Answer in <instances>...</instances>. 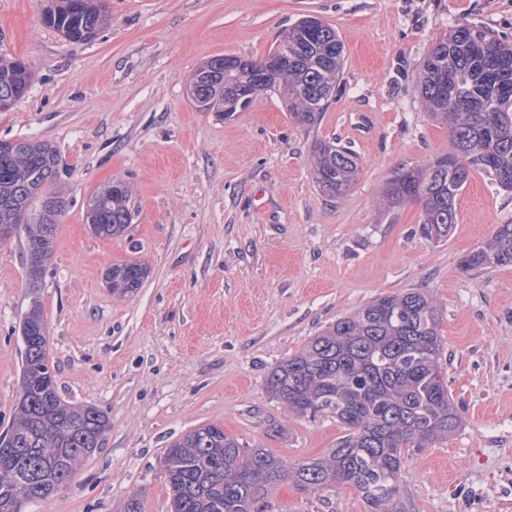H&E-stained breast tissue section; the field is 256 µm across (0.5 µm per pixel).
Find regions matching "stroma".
Returning a JSON list of instances; mask_svg holds the SVG:
<instances>
[{
	"mask_svg": "<svg viewBox=\"0 0 512 512\" xmlns=\"http://www.w3.org/2000/svg\"><path fill=\"white\" fill-rule=\"evenodd\" d=\"M87 42L43 22L47 0H0V54L23 60L28 93L0 112V140L59 151L67 209L39 283L26 236L0 240V433L11 425L25 347L21 322L39 305L61 396L107 413L111 426L73 481L23 512H169L162 468L186 432L217 424L241 443L308 461L336 447L335 419L289 416L268 374L336 318L374 298L427 290L440 312L448 390L461 426L410 451L404 512H512V268L465 273L460 259L512 221V192L473 174L447 239L418 232L420 209L383 210L393 172L447 153L425 111L417 64L451 22L512 43V0H106ZM334 28L345 64L316 128L280 96L231 118L187 96L209 58L265 55L303 16ZM321 141L354 150L362 170L344 198L312 175ZM138 214L119 238L91 234L88 202L113 180ZM136 261L143 285L113 295L104 274ZM259 512H366L347 486L277 485Z\"/></svg>",
	"mask_w": 512,
	"mask_h": 512,
	"instance_id": "1",
	"label": "stroma"
}]
</instances>
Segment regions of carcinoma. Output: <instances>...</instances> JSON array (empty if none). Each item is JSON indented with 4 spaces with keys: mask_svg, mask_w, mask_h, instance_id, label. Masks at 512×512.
<instances>
[{
    "mask_svg": "<svg viewBox=\"0 0 512 512\" xmlns=\"http://www.w3.org/2000/svg\"><path fill=\"white\" fill-rule=\"evenodd\" d=\"M104 0H51L44 22L69 41L92 39L104 20ZM284 59L274 72L267 57L215 56L195 71L188 95L201 112L228 118L224 107L243 96H281L289 115L305 128L317 126L336 97L344 45L331 26L313 16L283 30L269 50ZM31 74L20 60L0 55V102L28 92ZM424 109L448 130V153L420 168H401L383 189L387 208L420 207L419 233L428 242L448 240L455 203L471 173L481 172L512 191V44L483 26L453 22L430 44L419 74ZM361 159L352 149L321 142L314 152V179L331 198L347 194ZM57 149L23 139L0 149V239L24 227L28 276L41 281L53 252L57 224L67 204L53 191ZM92 233L124 235L136 208L128 185L113 181L88 204ZM512 267V223L460 261L462 271ZM148 275L130 261L107 269L114 293L138 290ZM440 313L426 292L410 289L374 299L340 317L269 374L267 391L288 414L328 416L345 435L331 451L310 461L284 460L224 434L217 424L199 426L166 449L165 477L176 512H254L285 480L308 489L345 484L368 512H401L398 495L405 456L448 438L461 424L442 367ZM25 359L11 426L0 436V512H21L26 502L47 503L74 478L80 462L100 447L110 428L94 406L61 398L47 361L48 336L34 305L21 325Z\"/></svg>",
    "mask_w": 512,
    "mask_h": 512,
    "instance_id": "cac0c4a2",
    "label": "carcinoma"
}]
</instances>
